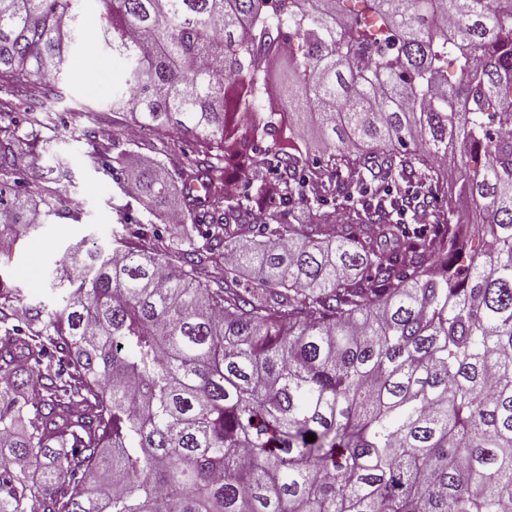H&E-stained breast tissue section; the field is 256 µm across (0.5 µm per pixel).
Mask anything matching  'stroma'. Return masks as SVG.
Here are the masks:
<instances>
[{
    "instance_id": "obj_1",
    "label": "stroma",
    "mask_w": 512,
    "mask_h": 512,
    "mask_svg": "<svg viewBox=\"0 0 512 512\" xmlns=\"http://www.w3.org/2000/svg\"><path fill=\"white\" fill-rule=\"evenodd\" d=\"M122 65L103 53L94 40H86L71 57L57 94L38 97L34 110H19L10 134L0 133V144H12L33 157L18 190L31 200L54 191L62 200L63 214L45 218L31 238L12 248L5 269L7 280L20 289L24 303H52L49 275L69 245L89 236L106 243L117 226V207L125 197L95 159L97 149L117 145L128 163L152 155L160 138L170 149L161 157L173 188H180L178 170L184 153L193 150L191 136L164 135L160 130L127 134L125 121L112 112V85ZM96 114L95 136H87L78 117L80 108Z\"/></svg>"
}]
</instances>
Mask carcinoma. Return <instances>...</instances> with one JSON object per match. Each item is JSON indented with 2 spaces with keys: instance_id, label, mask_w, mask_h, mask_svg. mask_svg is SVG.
Instances as JSON below:
<instances>
[{
  "instance_id": "obj_1",
  "label": "carcinoma",
  "mask_w": 512,
  "mask_h": 512,
  "mask_svg": "<svg viewBox=\"0 0 512 512\" xmlns=\"http://www.w3.org/2000/svg\"><path fill=\"white\" fill-rule=\"evenodd\" d=\"M85 2L0 0L8 88L62 80ZM93 2L125 62L112 111L199 149L180 203L154 159L99 156L123 230L65 251L58 307L0 275V512H512V0ZM258 54L288 60L277 107ZM22 164L0 150V238L56 213L14 191ZM367 174L488 219L271 210ZM165 206L189 237L152 224ZM274 208L279 216H282L284 222L292 224H313L316 222L315 214H318L317 205L312 208L298 204H281Z\"/></svg>"
}]
</instances>
